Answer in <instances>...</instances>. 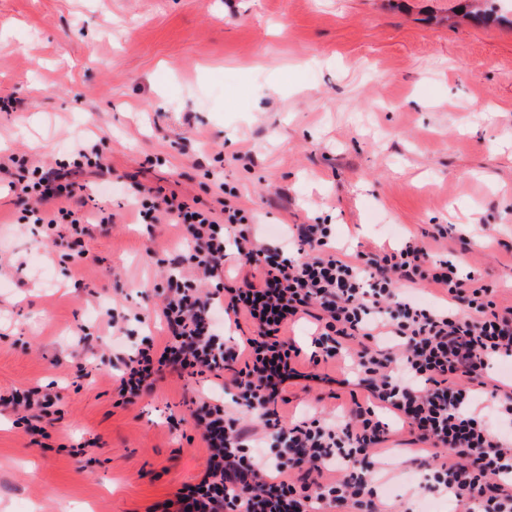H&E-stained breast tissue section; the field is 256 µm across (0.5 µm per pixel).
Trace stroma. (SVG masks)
Masks as SVG:
<instances>
[{"instance_id": "1", "label": "stroma", "mask_w": 512, "mask_h": 512, "mask_svg": "<svg viewBox=\"0 0 512 512\" xmlns=\"http://www.w3.org/2000/svg\"><path fill=\"white\" fill-rule=\"evenodd\" d=\"M462 0H0V154L51 163L102 139L116 170L74 266L18 224L0 169V393L50 386L46 439L0 407V512H146L203 471L190 417L202 387L168 375L117 405L125 350L162 340L153 316L188 244L145 230L128 186L224 199L259 224L336 227L358 251L453 231L441 258L512 306V26ZM492 240L462 244L471 224Z\"/></svg>"}]
</instances>
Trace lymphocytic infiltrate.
<instances>
[{"mask_svg": "<svg viewBox=\"0 0 512 512\" xmlns=\"http://www.w3.org/2000/svg\"><path fill=\"white\" fill-rule=\"evenodd\" d=\"M49 165L11 157L9 189L19 223L46 236L67 226L74 263L87 233L82 175L110 180L100 142L74 144ZM142 223L168 222L190 239L171 258L158 317L166 339L145 338L114 380L122 404L174 374L236 391L235 413L201 399L191 417L208 449L203 473L149 512H381L377 485L393 466L391 414L409 436L406 463L421 472L420 498L445 496L465 512H512V439L492 416L512 418V392L485 401L484 377L512 359V308L477 272L431 258L416 240L386 251L347 254L329 224H290L286 241H266L251 210H217L132 183ZM449 307L422 303L424 287ZM309 319L314 348L289 337ZM352 363L342 378L363 394L342 418L282 414L296 381L318 380L327 363Z\"/></svg>", "mask_w": 512, "mask_h": 512, "instance_id": "1", "label": "lymphocytic infiltrate"}]
</instances>
